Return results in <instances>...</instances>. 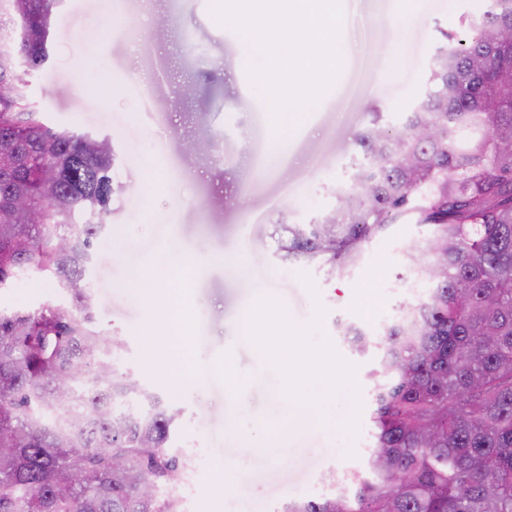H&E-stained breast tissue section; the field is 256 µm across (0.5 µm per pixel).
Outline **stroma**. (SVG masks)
I'll use <instances>...</instances> for the list:
<instances>
[{"label": "stroma", "instance_id": "1", "mask_svg": "<svg viewBox=\"0 0 512 512\" xmlns=\"http://www.w3.org/2000/svg\"><path fill=\"white\" fill-rule=\"evenodd\" d=\"M210 0H61L49 61L30 77L29 96L52 127L108 139L114 191L101 216L89 274L94 326L125 339L116 365L178 410L170 444L191 455L195 482L181 512H281L296 498L331 493L329 471L360 470L372 445L375 352H354L346 326L372 340L402 305L425 294L407 255L423 252L429 227L406 216L364 247L341 278L307 272L329 313L328 335L358 364L362 389L358 456L319 427L315 413L280 394L241 333V313L261 292L281 297L292 317L309 319L312 300L276 252L273 226L309 224L336 202L364 162L356 143L372 113L400 128L424 89L441 31L459 30L488 0H345V68L333 90L294 132L273 135L263 101L250 88L241 56L246 41L209 13ZM182 253L188 266L160 282L196 318L198 342L183 351L187 379L171 385L144 336L162 330L125 283L134 266ZM55 282L30 271L0 289V308L32 311L64 300ZM271 436L256 455L240 438ZM226 491L215 506L212 485Z\"/></svg>", "mask_w": 512, "mask_h": 512}]
</instances>
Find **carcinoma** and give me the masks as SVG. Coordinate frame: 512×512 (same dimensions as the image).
I'll return each mask as SVG.
<instances>
[{"mask_svg":"<svg viewBox=\"0 0 512 512\" xmlns=\"http://www.w3.org/2000/svg\"><path fill=\"white\" fill-rule=\"evenodd\" d=\"M59 0H0V288L30 268L73 306L0 312V512H180L158 488L187 461L176 413L117 370L118 337L92 326L86 274L113 184L110 147L50 127L27 95L49 59ZM442 32L402 131L358 138L366 163L321 221L274 225L283 263L343 277L364 245L412 213L432 228L434 281L384 328L366 470L283 512H512V0ZM430 126L435 137L418 132ZM353 350L369 340L346 329ZM156 491H143L144 480Z\"/></svg>","mask_w":512,"mask_h":512,"instance_id":"obj_1","label":"carcinoma"}]
</instances>
